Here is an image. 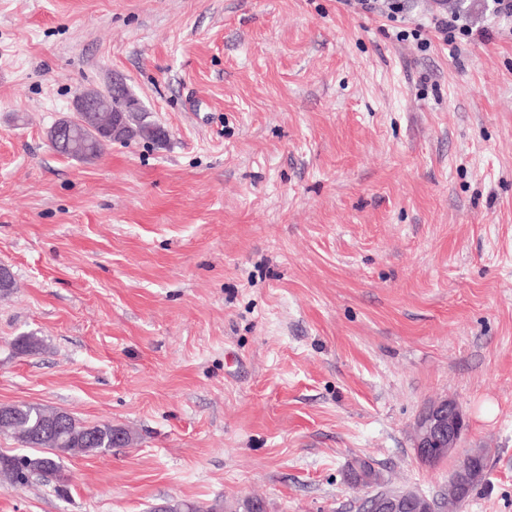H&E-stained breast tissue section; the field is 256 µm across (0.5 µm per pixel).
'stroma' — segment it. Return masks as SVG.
I'll list each match as a JSON object with an SVG mask.
<instances>
[{
	"label": "stroma",
	"instance_id": "1",
	"mask_svg": "<svg viewBox=\"0 0 512 512\" xmlns=\"http://www.w3.org/2000/svg\"><path fill=\"white\" fill-rule=\"evenodd\" d=\"M358 0H0V405L109 423L0 512H356L370 460L443 512H512V20L458 55ZM123 79L167 131L81 162L47 131ZM41 339L20 351L21 337ZM466 418L437 466L439 399ZM465 418L456 403L442 399L430 403L419 415L414 436V454L427 465L436 456H447L459 446L465 431ZM485 452L481 450L476 456L469 455V452L464 455L455 470L448 477V489L453 488L459 481L462 473L477 471L482 474L483 480L486 477V457Z\"/></svg>",
	"mask_w": 512,
	"mask_h": 512
}]
</instances>
